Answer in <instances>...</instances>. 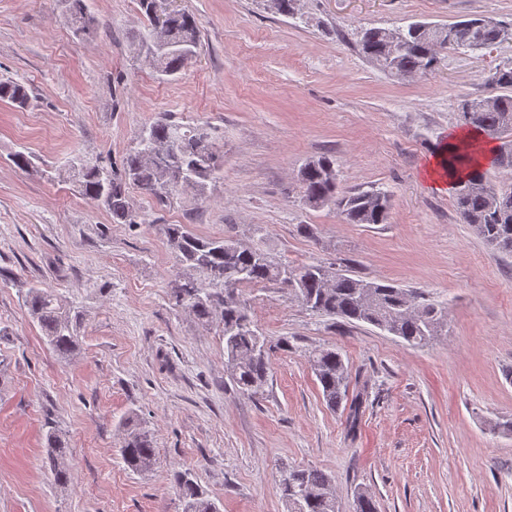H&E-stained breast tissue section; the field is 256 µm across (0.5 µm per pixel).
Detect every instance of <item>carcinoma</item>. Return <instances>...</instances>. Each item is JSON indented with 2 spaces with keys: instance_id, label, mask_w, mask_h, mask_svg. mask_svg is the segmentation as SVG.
<instances>
[{
  "instance_id": "1",
  "label": "carcinoma",
  "mask_w": 512,
  "mask_h": 512,
  "mask_svg": "<svg viewBox=\"0 0 512 512\" xmlns=\"http://www.w3.org/2000/svg\"><path fill=\"white\" fill-rule=\"evenodd\" d=\"M76 31L94 26L82 7V0H67ZM148 21L144 38L154 40L166 31L168 38L184 48L152 64L164 76L178 73L195 53L198 24L182 10L161 17L153 13L147 0H138ZM512 38V28L481 15H472L448 24L447 48L474 50L478 46L495 47ZM362 53L381 69L396 75L425 72L437 62L432 34L422 22L405 29L370 27L358 34ZM487 83L503 90L488 98L485 107L470 114L467 108L479 105L478 99H462L460 115H470L469 128L487 139L502 143L493 151L492 164L512 175V63L496 66ZM0 101L19 107L30 103L26 87L18 81L0 80ZM150 143L137 141L126 156L122 168L101 175L100 161L77 158L72 176L89 199L101 205L114 224H143L144 218L128 202L127 189L135 185L166 203L179 191L173 180L192 179V189L204 193L220 179L224 160L216 141L204 127L183 125L161 117L145 127ZM446 166L452 173L450 189L456 212L462 223L470 225L494 251L512 254V183H496L476 168L473 144L460 142L445 148ZM336 160L326 155L305 162L298 171L294 190L309 208L331 207L348 224H384L390 210V196L379 191H343L336 178ZM160 231L175 254L176 264L171 288L175 306L189 312L206 325H216L224 339L226 368L238 390L251 397L263 394L270 373L268 340L254 323L248 301L224 302L227 289L238 291L244 285L273 282L288 290L310 311L344 322L366 323L403 339L414 346H426L444 328L443 307L423 302L422 294L391 284L366 281L348 273L333 272L320 264L288 265L274 261L260 245L244 247L236 240L202 238L184 224H162ZM22 300L47 344L59 356L67 357L79 346L82 314L49 288L29 283L21 289ZM311 369L327 404L336 408L348 400V368L333 348H318L308 355ZM350 401V400H348ZM361 400L350 401L347 424L357 427ZM125 435L120 454L133 471L150 469L156 457L151 433L132 419L123 424ZM67 448L53 431L47 434L46 460L59 482L68 481V472L60 465ZM184 512H218L192 475L173 474ZM279 485L288 503V512H337L331 477L317 468L285 466Z\"/></svg>"
}]
</instances>
